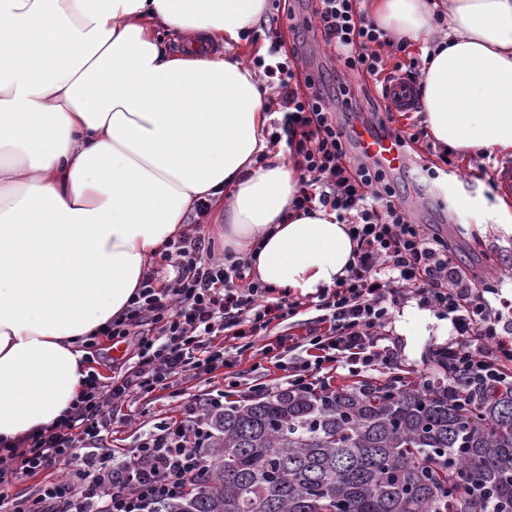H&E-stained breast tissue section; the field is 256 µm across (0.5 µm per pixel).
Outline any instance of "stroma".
<instances>
[{"label": "stroma", "instance_id": "1", "mask_svg": "<svg viewBox=\"0 0 512 512\" xmlns=\"http://www.w3.org/2000/svg\"><path fill=\"white\" fill-rule=\"evenodd\" d=\"M501 156L485 153L476 157H453L457 171L446 194H439L425 180H412L407 172H399L398 183L404 205L420 224H432L448 239L456 264L476 280L498 279L503 283L502 295L512 300V233H506L494 222V206L501 191L488 178L479 177L480 168L494 170ZM418 297L409 295L393 308V324L389 334L397 345L401 359V375L407 381L426 379L447 382L448 376L437 366L435 354L448 344L449 324H435L426 336L402 335L396 324L405 308H421ZM281 372L273 361L254 351H245L233 367L218 370L214 384H197L196 394L210 388L225 389L236 377L244 376L266 383L277 382ZM112 431L109 445L133 447L140 433L155 424L171 422L181 417V400L167 395L151 404L126 403L112 410Z\"/></svg>", "mask_w": 512, "mask_h": 512}]
</instances>
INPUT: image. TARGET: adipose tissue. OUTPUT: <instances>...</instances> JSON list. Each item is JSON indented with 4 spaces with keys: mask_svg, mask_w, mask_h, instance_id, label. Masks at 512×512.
<instances>
[{
    "mask_svg": "<svg viewBox=\"0 0 512 512\" xmlns=\"http://www.w3.org/2000/svg\"><path fill=\"white\" fill-rule=\"evenodd\" d=\"M267 0H0V442L51 425L85 388L83 345L123 316L198 199L224 255L299 296L356 243L268 139L269 92L241 44ZM421 53L429 137L512 152V0H362ZM192 37L169 50L164 32Z\"/></svg>",
    "mask_w": 512,
    "mask_h": 512,
    "instance_id": "ef3b65f1",
    "label": "adipose tissue"
}]
</instances>
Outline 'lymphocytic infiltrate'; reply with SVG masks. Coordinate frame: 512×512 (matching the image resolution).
<instances>
[{
  "label": "lymphocytic infiltrate",
  "instance_id": "1",
  "mask_svg": "<svg viewBox=\"0 0 512 512\" xmlns=\"http://www.w3.org/2000/svg\"><path fill=\"white\" fill-rule=\"evenodd\" d=\"M356 2L315 0L312 11L314 31L341 66L335 88L303 74V40L284 49L276 30L267 33L266 56L252 60L281 99L270 138L285 142L296 159L302 188L294 210L307 214L318 204L350 226L357 255L345 278L300 301L254 281L248 262L226 264L206 254L200 236L168 242L174 278L163 284L158 272L148 274L124 317L106 330L127 344L131 366L107 382L89 372L67 415L0 450V504L7 512H147L155 499L189 492L211 464L209 419L223 413L224 393L187 395L180 420L140 435L132 448L105 442L113 406L153 400L181 380L210 381L217 369L234 365L242 345L274 356L292 391L327 388L326 371L340 365L354 376L396 370L385 329L405 288L451 325V382L512 388V319L493 303L499 282L475 284L455 264L447 239L413 221L391 172L349 143L357 113L379 106L371 97L358 101L345 76L380 80L387 64L378 48L391 42ZM305 307L320 311L319 328L260 343L274 322ZM300 346L306 358L291 359ZM49 471L58 480L37 494L13 493L18 481Z\"/></svg>",
  "mask_w": 512,
  "mask_h": 512
}]
</instances>
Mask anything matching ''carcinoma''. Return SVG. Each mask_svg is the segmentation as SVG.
<instances>
[{
  "label": "carcinoma",
  "instance_id": "obj_1",
  "mask_svg": "<svg viewBox=\"0 0 512 512\" xmlns=\"http://www.w3.org/2000/svg\"><path fill=\"white\" fill-rule=\"evenodd\" d=\"M210 424L200 485L149 512H512V391L354 383L253 396Z\"/></svg>",
  "mask_w": 512,
  "mask_h": 512
}]
</instances>
